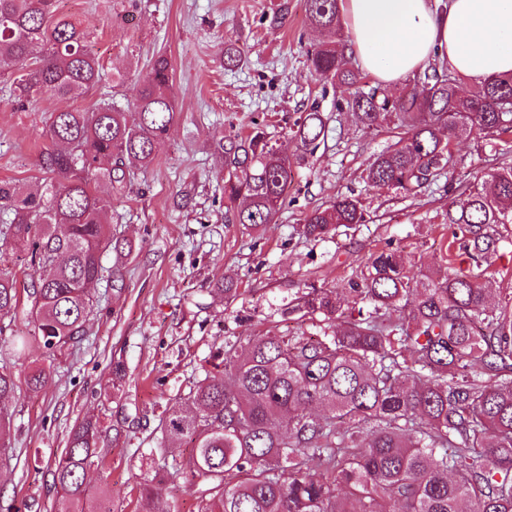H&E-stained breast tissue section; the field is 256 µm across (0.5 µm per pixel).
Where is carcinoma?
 I'll return each mask as SVG.
<instances>
[{
  "mask_svg": "<svg viewBox=\"0 0 512 512\" xmlns=\"http://www.w3.org/2000/svg\"><path fill=\"white\" fill-rule=\"evenodd\" d=\"M57 0H0V74L18 66L19 104L37 94L75 97L102 80L87 34L57 13ZM327 40L308 52L319 77L355 89L347 107L362 124L402 129L394 146L366 169L374 186L410 193L456 168L454 143L476 129L489 140L512 136V77L490 79L461 94L458 78L431 66L412 90L392 97L360 87L348 67L340 0H304ZM171 64L160 55L135 86L133 109L110 99L90 109L50 114L39 165L50 175L42 193L0 181L4 230L0 253L28 279L0 271V320L22 316L46 349L78 338L94 302L88 285L102 276L111 245L112 193L131 185L129 166L146 169L155 144L176 119L168 90ZM317 108L291 128L303 153L283 152L261 128L216 139L224 155V218L258 228L272 224L293 168L325 138ZM366 222L362 202L341 195L313 210L302 234L321 238ZM460 249L470 259L498 251V227L512 224V166L469 184L448 206ZM454 270L417 289L393 251L371 256L349 296L309 288L292 311L319 315L334 334L310 341L264 334L233 343L214 371L189 389L194 411L172 406L166 440L193 443L185 474L201 478L200 512H512V295L490 306L489 282ZM26 298H21V294ZM13 367L0 365V448L9 447L2 407L16 389ZM320 403L325 414L308 406ZM98 429L83 421L52 473L57 512H112L90 505L87 470ZM159 475L140 483L141 497L160 491Z\"/></svg>",
  "mask_w": 512,
  "mask_h": 512,
  "instance_id": "1",
  "label": "carcinoma"
}]
</instances>
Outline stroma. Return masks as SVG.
<instances>
[{"instance_id":"stroma-1","label":"stroma","mask_w":512,"mask_h":512,"mask_svg":"<svg viewBox=\"0 0 512 512\" xmlns=\"http://www.w3.org/2000/svg\"><path fill=\"white\" fill-rule=\"evenodd\" d=\"M58 7L88 34L103 79L85 96L39 94L20 108L0 78V181L43 190L41 131L50 113L109 96L125 102L130 81L146 74L155 55L173 66L169 94L178 115L147 172L113 201L109 230L121 247L102 256L81 339L55 351L34 342L19 354L12 339L29 332L27 322L0 333V363L17 374L0 505L55 512L54 462L72 427L89 418L99 424L100 462L88 481L94 493L111 496L112 512H198L195 487L173 470L192 446L163 442L166 409L185 402L226 343L267 332L320 336L318 318L294 313L298 297L311 286L347 292L377 252L397 251L417 278L446 270L454 250L448 204L470 181L512 165V137L488 143L471 132L457 142L465 163L455 172L411 194L377 188L364 170L394 143V132L364 128L342 106L347 90L310 69L307 52L324 34L303 0H59ZM228 43L240 49V62L226 63ZM116 72L126 85L113 86ZM315 102L326 136L295 167L276 223L256 230L225 223L215 135L259 127L293 154L289 128ZM347 193L362 201L365 223L318 239L301 234L311 210ZM227 278L235 295L220 287ZM36 367L51 371L40 389L26 383ZM158 470L166 483L148 509L138 486Z\"/></svg>"}]
</instances>
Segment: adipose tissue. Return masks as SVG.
<instances>
[{
  "mask_svg": "<svg viewBox=\"0 0 512 512\" xmlns=\"http://www.w3.org/2000/svg\"><path fill=\"white\" fill-rule=\"evenodd\" d=\"M349 50L396 86L435 57L467 82L512 76V0H340Z\"/></svg>",
  "mask_w": 512,
  "mask_h": 512,
  "instance_id": "obj_1",
  "label": "adipose tissue"
}]
</instances>
